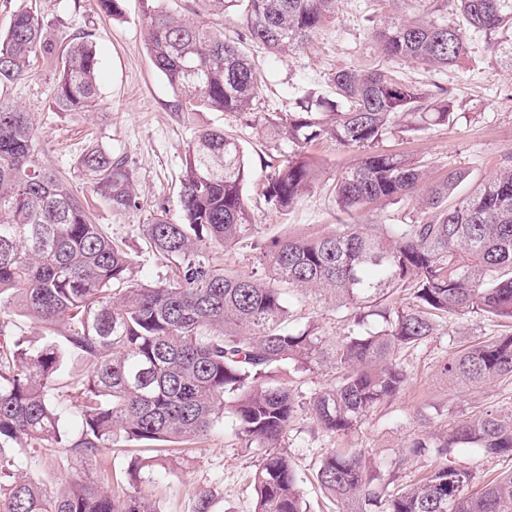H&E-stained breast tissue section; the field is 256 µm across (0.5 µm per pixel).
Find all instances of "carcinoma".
I'll list each match as a JSON object with an SVG mask.
<instances>
[{"mask_svg":"<svg viewBox=\"0 0 512 512\" xmlns=\"http://www.w3.org/2000/svg\"><path fill=\"white\" fill-rule=\"evenodd\" d=\"M152 65L171 87V111L223 112L256 121L253 103L264 77L243 50L246 42L277 55L303 48L336 14L338 0H141ZM418 18H393L371 37L395 63L430 71L457 66L468 35L512 61V0H419ZM99 14L120 15V0H95ZM233 15L224 34L201 14ZM46 16L14 12L0 32V85L27 77L37 56L53 60V96L62 112H103L100 58L85 32L63 42ZM331 83L335 97H302L294 110L266 119L291 152L266 177L262 195L280 212L309 190L319 142L359 153L333 187L337 211L368 214L381 202L410 199L416 212L402 224L344 222L329 232L284 236L264 245L258 268L242 275L224 268L213 248L230 249L255 236L244 199L250 169L224 128L198 130L180 181L183 219L157 210L139 225L151 252L171 268L160 285L130 284L134 258L122 241L94 222L68 177L48 167L35 146L30 113L0 103V335L12 312L44 325L34 341L0 343V456L28 448H69L87 456L116 439L184 444L205 439L229 409L231 429L263 450L253 476L251 512H303L300 479L281 452L300 409L298 384L313 365L336 372L333 386L310 395L314 421L347 435L408 374L400 353L441 335L448 315L512 320V164L461 191L469 173L434 176L423 161L384 148L399 118L407 128L446 124L453 88L403 82L386 70L344 67ZM77 173L114 211L138 208L124 157L87 146ZM399 288L409 309H383L372 331L354 315L346 332L327 341L290 323L286 291L314 294L336 309H365ZM89 365L70 406L52 399L69 357ZM448 376L476 387L512 381V336L452 353ZM75 418L76 430L67 428ZM476 444L487 455L512 457V408L461 419L439 441L417 435L404 461L434 451L438 464L415 487L395 491L366 471L361 451L334 448L316 472L320 488L342 512H512V472L474 492L470 475L448 463L455 449ZM0 512H157L141 491L116 498L84 475L62 490L29 479L9 488Z\"/></svg>","mask_w":512,"mask_h":512,"instance_id":"carcinoma-1","label":"carcinoma"}]
</instances>
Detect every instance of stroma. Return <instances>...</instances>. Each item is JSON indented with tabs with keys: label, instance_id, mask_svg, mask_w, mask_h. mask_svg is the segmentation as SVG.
<instances>
[{
	"label": "stroma",
	"instance_id": "35a3bbf8",
	"mask_svg": "<svg viewBox=\"0 0 512 512\" xmlns=\"http://www.w3.org/2000/svg\"><path fill=\"white\" fill-rule=\"evenodd\" d=\"M26 5L64 19V27L56 31L58 38L78 31L91 33L102 59L100 92L110 108L104 112L58 111L51 93L52 67L40 57L33 59L28 78L0 89V102L33 113L41 157L57 171L72 176L79 195L88 194L89 189L77 177L75 161L88 143L102 144L125 157L134 174L140 207L116 212L100 201L95 218L113 237L125 240L135 261L132 282L155 285L171 273L149 252L138 227L160 206L166 208L170 219H179V179L185 154L203 126L223 127L226 134L239 139L251 169L245 199L261 242L286 234L327 231L340 222L332 187L337 172L354 163L355 153L339 150L330 142L318 144L313 149L319 161L314 184L292 210H272L261 187L267 163L286 158L287 142L274 140L262 126H245L229 114L202 112L185 119L171 112L172 90L154 70L147 49L141 0H121V14L113 20L99 17L93 0H0V31H6L14 11ZM382 22L373 0H340L335 16L304 49L275 56L261 47L245 45V52L266 77L254 113L263 117L292 111L297 98L307 94L332 97L331 75L337 69L386 67V60L368 36L370 25ZM471 45L469 55L450 71L426 74L409 65L400 66L399 78L453 84L454 113L448 124L396 134L386 140L387 149L426 160L437 169L461 168L476 178L493 174L499 159L512 153V65L491 54L480 39H472ZM290 300L293 325L311 328L319 336L343 334L346 311L323 305L308 293L291 292ZM510 334V320L449 315L446 337L402 352L407 385L369 413L352 433L327 434L307 409H299L284 452L302 479L304 512H338V504L315 479L320 460L332 449H361L369 471L379 472L384 482L402 488L436 464L430 454L411 464L404 462L405 448L414 435L439 434L454 420L512 406V382L471 388L450 381L442 369L458 346L477 338ZM261 456L260 449L246 447L243 439L220 427L202 442L179 447L119 439L89 462L67 448H31L22 457V468L0 464V487H8L21 470L50 487L87 472L108 493L122 496L132 490L130 470L138 460L153 467L145 490L158 512H195L197 497L205 489L217 494L213 512H249L255 498L253 474ZM450 461L470 474L475 488L512 470V458L492 457L478 448L456 449Z\"/></svg>",
	"mask_w": 512,
	"mask_h": 512
}]
</instances>
